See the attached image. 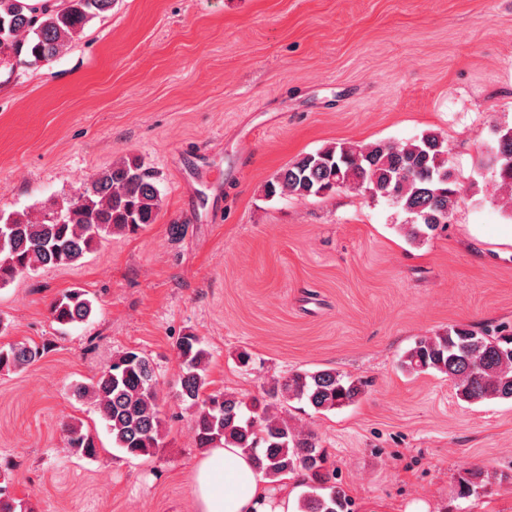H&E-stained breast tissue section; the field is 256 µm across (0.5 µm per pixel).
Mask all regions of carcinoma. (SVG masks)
I'll list each match as a JSON object with an SVG mask.
<instances>
[{"instance_id":"cac0c4a2","label":"carcinoma","mask_w":512,"mask_h":512,"mask_svg":"<svg viewBox=\"0 0 512 512\" xmlns=\"http://www.w3.org/2000/svg\"><path fill=\"white\" fill-rule=\"evenodd\" d=\"M115 0H62L59 5L32 0H0V56H24L30 64L55 58L67 41ZM491 161L501 185L512 189V127L494 129ZM158 173L137 158L92 174L67 205L37 222L0 214V285L45 267L71 266L91 252L104 233H135L155 222L160 202ZM363 191L387 199L405 215L403 229L412 241L435 234L448 220L459 187L448 168V145L426 133L402 147L384 143H342L303 153L266 184V195L318 197L337 189ZM55 322L86 320L91 302L72 288L50 306ZM184 370L181 402L194 409L196 444L200 449L235 446L251 453L259 471L276 480L299 473L307 491L299 512H349L348 498L327 470L328 453L311 433H299L263 398L245 401L233 393H206L208 352L199 337L188 334L177 345ZM48 344L19 342L0 348V371L25 368L39 361ZM402 369L410 374L435 371L454 383L457 396L470 404L512 400V334L490 336L453 326L443 334L417 340ZM364 384L334 369L295 371L269 391L283 402L306 401L317 412L354 404ZM91 398L112 434L113 444L128 456L155 454L160 447L161 410L155 369L138 351H125L88 386ZM69 448L84 457L97 453L95 439L80 423L64 425ZM488 476L467 469L458 494L470 496ZM0 512H24L21 501L0 485Z\"/></svg>"}]
</instances>
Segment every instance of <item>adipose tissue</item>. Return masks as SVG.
Returning <instances> with one entry per match:
<instances>
[{
    "label": "adipose tissue",
    "mask_w": 512,
    "mask_h": 512,
    "mask_svg": "<svg viewBox=\"0 0 512 512\" xmlns=\"http://www.w3.org/2000/svg\"><path fill=\"white\" fill-rule=\"evenodd\" d=\"M192 484L194 512H297L288 479L264 478L239 448L203 452L194 465Z\"/></svg>",
    "instance_id": "adipose-tissue-1"
}]
</instances>
